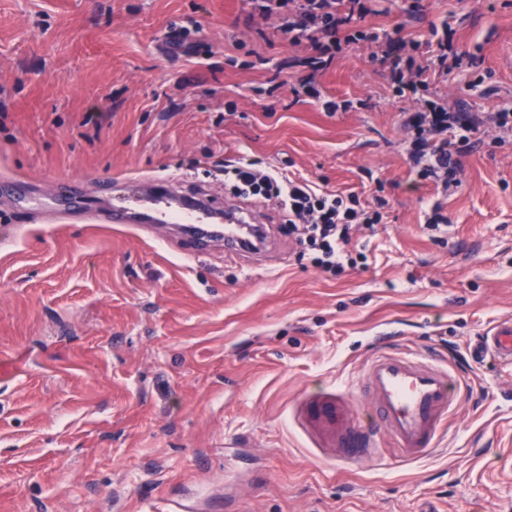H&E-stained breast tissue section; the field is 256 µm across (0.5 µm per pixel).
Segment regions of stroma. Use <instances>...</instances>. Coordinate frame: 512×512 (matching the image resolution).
<instances>
[{"label":"stroma","mask_w":512,"mask_h":512,"mask_svg":"<svg viewBox=\"0 0 512 512\" xmlns=\"http://www.w3.org/2000/svg\"><path fill=\"white\" fill-rule=\"evenodd\" d=\"M366 32L419 44L449 30L482 58L426 94L483 120L438 193L368 43L300 93L305 46L251 0H0V176L41 195L163 179L230 199L225 160L278 168L380 206L353 225L366 265L332 278L299 259L281 211L263 253L193 255L170 224H55L0 197V512H512V366L470 355L512 321V0H368ZM187 30L190 53L167 54ZM341 103L335 114L323 100ZM446 225L426 227L433 206ZM455 352L462 397L436 453L355 470L316 459L292 422L303 394L359 378L382 334Z\"/></svg>","instance_id":"stroma-1"}]
</instances>
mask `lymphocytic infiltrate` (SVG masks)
Instances as JSON below:
<instances>
[{
	"instance_id": "f902f5d3",
	"label": "lymphocytic infiltrate",
	"mask_w": 512,
	"mask_h": 512,
	"mask_svg": "<svg viewBox=\"0 0 512 512\" xmlns=\"http://www.w3.org/2000/svg\"><path fill=\"white\" fill-rule=\"evenodd\" d=\"M340 0H274L263 5L261 14L270 17L274 8L286 9L279 29L293 43L309 42L312 56L301 63L311 74L301 81L305 93L318 97L312 74L328 66L344 47L356 43L353 28L366 17L363 0H348L347 11H339ZM377 61L389 65L397 94L417 92L427 87V69L414 58L395 55L385 47ZM481 122L478 117L448 111L433 100H425L422 111L408 113L403 126L411 137V158L423 178L433 179L443 190L457 188L460 181L457 157L471 144ZM225 174L231 175L234 192L244 195L277 199L288 215V231L294 234L301 256L332 277L340 276L346 268L356 266L357 260L347 250L350 228L355 224L374 227L381 223L380 211L362 206L357 194L347 195L320 192L306 180L291 178L276 169L260 171L252 163L228 160Z\"/></svg>"
}]
</instances>
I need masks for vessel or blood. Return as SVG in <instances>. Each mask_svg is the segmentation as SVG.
<instances>
[{
  "label": "vessel or blood",
  "mask_w": 512,
  "mask_h": 512,
  "mask_svg": "<svg viewBox=\"0 0 512 512\" xmlns=\"http://www.w3.org/2000/svg\"><path fill=\"white\" fill-rule=\"evenodd\" d=\"M30 208L56 216L79 210L104 224H194L201 237H212L211 227L223 223V212L208 200L184 203L167 181H158L152 195L113 192L107 207L86 201L81 182L63 183L57 200L46 202L33 196ZM224 250L229 254H255L268 244L267 234L258 241L241 239L225 226ZM493 354L512 364V323H501L486 331L475 348V356ZM375 415L371 428L359 426L348 410L347 392L333 389L311 393L298 402L293 421L310 447L328 448L334 461L365 468L383 457L385 444H393L406 461H415L436 451L438 437L459 396L458 383L449 369L434 360L392 349H377L353 385Z\"/></svg>",
  "instance_id": "obj_1"
}]
</instances>
